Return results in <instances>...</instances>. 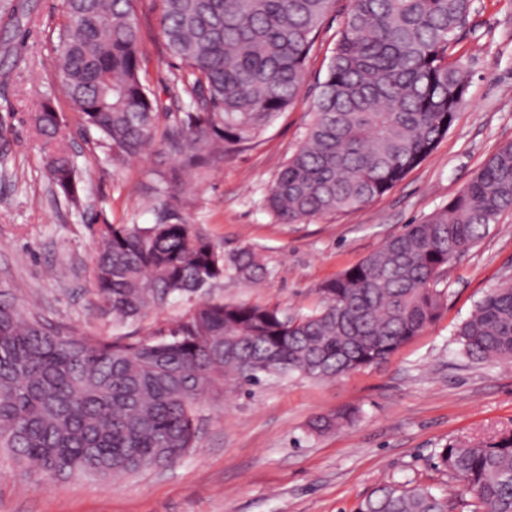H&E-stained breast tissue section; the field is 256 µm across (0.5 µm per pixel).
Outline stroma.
<instances>
[{
	"label": "stroma",
	"mask_w": 512,
	"mask_h": 512,
	"mask_svg": "<svg viewBox=\"0 0 512 512\" xmlns=\"http://www.w3.org/2000/svg\"><path fill=\"white\" fill-rule=\"evenodd\" d=\"M24 40L0 32V281L47 324L79 336H113L93 294L99 224L149 225L158 200L153 175L181 197L182 213L224 251L244 247L271 275L254 288L225 277L208 300L246 301L304 314L320 285L356 265L404 225L447 205L503 144L512 142V0H477L460 41L468 69L466 100L435 151L391 190L346 213L280 223L264 206L282 163L303 140L318 85L350 0H336L305 65L296 98L248 149L209 167L181 171L162 146L112 166L65 100L67 151L82 182V204L51 188L45 152L30 115L53 96L47 41L60 0H29ZM142 78L162 90L175 66L162 48L152 0H142ZM512 281V213L452 266L440 317L388 361L318 382L272 379L252 394L234 386L207 398L196 452L164 469L99 480L51 481L0 453V512H356L385 482L408 480L468 495L437 470L436 452L452 440L512 430V362L472 361L453 333L487 291ZM349 406V426L316 436L308 424Z\"/></svg>",
	"instance_id": "35a3bbf8"
}]
</instances>
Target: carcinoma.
<instances>
[{
  "mask_svg": "<svg viewBox=\"0 0 512 512\" xmlns=\"http://www.w3.org/2000/svg\"><path fill=\"white\" fill-rule=\"evenodd\" d=\"M140 0H61L49 40L59 93L113 164L155 142L181 169L254 142L296 99L307 57L334 0H159L158 34L177 63L170 90L193 112H165L144 83ZM475 0H351L307 133L280 167L265 207L293 223L346 212L386 194L436 148L464 103L463 56ZM27 0L0 22L20 32ZM46 143L66 118L51 100L34 115ZM48 176L81 204L74 167L55 147ZM156 222L98 228L94 294L122 327L183 297L202 296L230 274L245 284L271 275L251 248L224 254L179 215L166 183ZM512 212V143L419 224H408L359 264L326 281L302 315L248 302H196L157 339L72 336L47 327L0 284V447L52 479L134 474L168 467L198 447L204 395L224 384L249 391L271 378L334 381L387 360L437 320L438 288L453 261ZM476 361H512V282L488 291L456 333ZM338 409L310 422L321 435L350 425ZM472 512H512V431L451 441L437 452ZM426 486L388 482L357 512H451Z\"/></svg>",
  "mask_w": 512,
  "mask_h": 512,
  "instance_id": "1",
  "label": "carcinoma"
}]
</instances>
